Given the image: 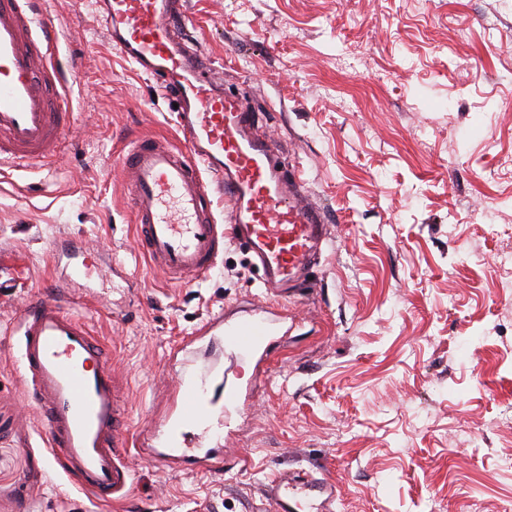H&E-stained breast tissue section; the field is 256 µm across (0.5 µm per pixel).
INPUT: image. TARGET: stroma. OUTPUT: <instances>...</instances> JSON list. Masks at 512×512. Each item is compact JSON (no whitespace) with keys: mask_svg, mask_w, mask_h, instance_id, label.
<instances>
[{"mask_svg":"<svg viewBox=\"0 0 512 512\" xmlns=\"http://www.w3.org/2000/svg\"><path fill=\"white\" fill-rule=\"evenodd\" d=\"M93 0H50L79 115L56 166L0 164V512H272L273 472L336 483V512H512V0H187V34L230 90L271 118L333 233L267 376L230 413L224 469L173 471L130 454L123 501L101 503L54 463L18 361L21 310L81 241L100 277L82 310L110 345L139 439L174 380L166 355L209 315L266 301L245 246L171 284L133 249L120 149L177 140L174 106L112 50ZM468 35L458 38V24ZM354 66L336 67L341 51ZM496 202L493 222L476 217ZM122 261L128 281L115 279ZM476 441H469L468 431Z\"/></svg>","mask_w":512,"mask_h":512,"instance_id":"stroma-1","label":"stroma"}]
</instances>
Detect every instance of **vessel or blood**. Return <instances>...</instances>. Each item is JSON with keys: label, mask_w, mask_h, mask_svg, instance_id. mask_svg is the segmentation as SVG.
I'll list each match as a JSON object with an SVG mask.
<instances>
[{"label": "vessel or blood", "mask_w": 512, "mask_h": 512, "mask_svg": "<svg viewBox=\"0 0 512 512\" xmlns=\"http://www.w3.org/2000/svg\"><path fill=\"white\" fill-rule=\"evenodd\" d=\"M96 20L127 61L177 103L182 147L162 136L138 137L122 157L134 249L172 283L208 274L225 238L248 243L264 288L298 280L327 241L320 209L300 192L259 126L245 95L225 92L204 70L182 31L184 0H94ZM59 32L45 0H0V161L52 164L75 122ZM223 205L225 224L215 218ZM92 265L67 267L57 284L28 301L17 322L20 362L49 446L79 489L115 502L129 489L127 413L109 348L74 312L89 290ZM278 313L261 306L236 322L217 314L196 340L224 343L244 360L269 353ZM251 393L207 368L182 371L168 415L143 436L140 453L164 466L224 468V416ZM282 470L263 488L273 512H300L295 493L313 486ZM316 512H336L335 484H315Z\"/></svg>", "instance_id": "obj_1"}]
</instances>
